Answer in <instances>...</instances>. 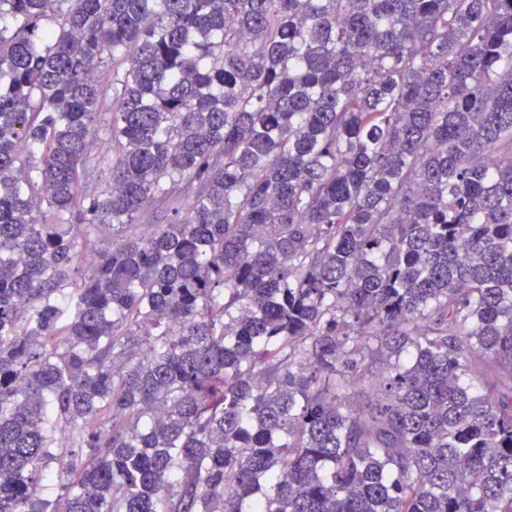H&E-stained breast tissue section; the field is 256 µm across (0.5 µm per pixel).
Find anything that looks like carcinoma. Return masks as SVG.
<instances>
[{
    "instance_id": "carcinoma-1",
    "label": "carcinoma",
    "mask_w": 512,
    "mask_h": 512,
    "mask_svg": "<svg viewBox=\"0 0 512 512\" xmlns=\"http://www.w3.org/2000/svg\"><path fill=\"white\" fill-rule=\"evenodd\" d=\"M0 512H512V0H0Z\"/></svg>"
}]
</instances>
